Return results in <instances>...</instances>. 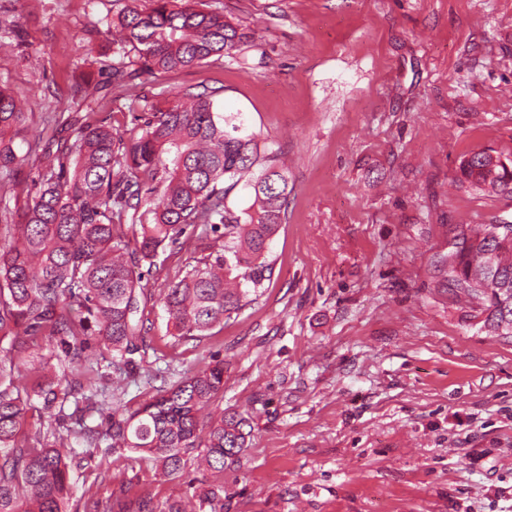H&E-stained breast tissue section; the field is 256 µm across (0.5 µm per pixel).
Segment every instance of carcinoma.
Segmentation results:
<instances>
[{
    "label": "carcinoma",
    "mask_w": 512,
    "mask_h": 512,
    "mask_svg": "<svg viewBox=\"0 0 512 512\" xmlns=\"http://www.w3.org/2000/svg\"><path fill=\"white\" fill-rule=\"evenodd\" d=\"M125 6L117 20L104 18L122 48L137 61L111 66L112 84L123 87L144 74L191 69L238 50L246 34L207 9L206 0H153L139 9ZM217 91L185 90L162 112L135 117L128 139H115L100 121L66 117V138H54L40 151L37 176L16 178L22 162L14 136L28 118L30 96L0 89V180L26 195L20 210L0 206V220L13 223L11 239L0 244V512H112V506L86 490L74 499L71 479L76 449L100 442L125 448L150 461L163 476L184 475L194 452L218 472L240 465L251 422L235 412L209 421L202 410L224 394V363H207L161 387L151 401L128 414L110 413L100 432L87 426L60 437L58 444H28L27 413L32 400L58 418L65 404L95 411L96 381L103 378L84 354L96 342L136 370L144 344L148 301L142 277L133 267L166 247L185 249L191 238L209 241L210 253L186 270L162 295L169 333L181 340L224 326V319L251 302L271 279L269 245L285 219L288 175L278 152L256 133H246L234 115L215 103ZM459 182L512 192V170L494 174L459 166ZM252 203L231 204L239 188ZM192 230L195 236L187 235ZM497 225L460 229L462 246L436 260L452 301L477 305L471 318L489 334L512 339V240L496 235ZM490 248L496 273L488 283L470 277L473 251ZM48 346L39 356L33 384L18 381L20 354ZM57 364H52V361ZM75 366L70 378L56 365ZM208 428L204 448L197 441ZM199 512H224V488L194 491ZM119 512H187L181 502L165 510L148 496L124 502Z\"/></svg>",
    "instance_id": "carcinoma-1"
}]
</instances>
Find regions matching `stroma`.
<instances>
[{
	"mask_svg": "<svg viewBox=\"0 0 512 512\" xmlns=\"http://www.w3.org/2000/svg\"><path fill=\"white\" fill-rule=\"evenodd\" d=\"M208 2L248 33L236 53L118 89L106 67L127 51L94 26L126 0H0V88L32 94L20 179L50 113L94 112L125 139L176 91L216 88L293 186L273 275L220 333L170 336L160 295L204 251L169 247L140 266L138 375L86 352L122 413L158 378L223 362L221 406L253 426L240 469L193 462L172 481L91 448L78 490L162 505L220 485L224 512H512V342L478 330L433 267L456 228L512 224V194L457 180L475 152L512 163V0Z\"/></svg>",
	"mask_w": 512,
	"mask_h": 512,
	"instance_id": "stroma-1",
	"label": "stroma"
}]
</instances>
